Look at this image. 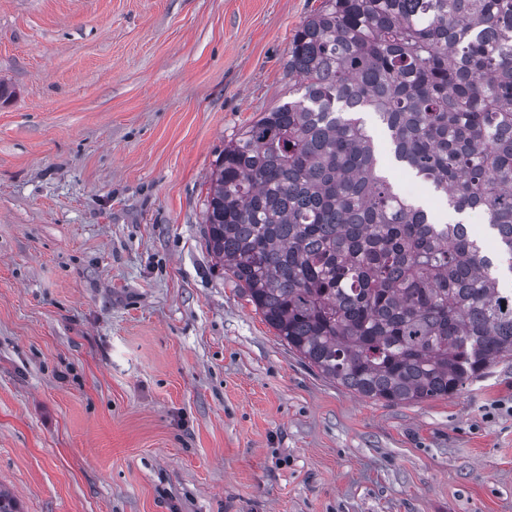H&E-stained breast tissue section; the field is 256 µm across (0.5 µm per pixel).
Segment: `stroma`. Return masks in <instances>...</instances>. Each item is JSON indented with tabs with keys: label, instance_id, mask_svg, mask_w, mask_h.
Instances as JSON below:
<instances>
[{
	"label": "stroma",
	"instance_id": "stroma-1",
	"mask_svg": "<svg viewBox=\"0 0 512 512\" xmlns=\"http://www.w3.org/2000/svg\"><path fill=\"white\" fill-rule=\"evenodd\" d=\"M321 0H0V487L23 512H512V356L421 403L305 365L206 247ZM438 222L473 225L403 171Z\"/></svg>",
	"mask_w": 512,
	"mask_h": 512
}]
</instances>
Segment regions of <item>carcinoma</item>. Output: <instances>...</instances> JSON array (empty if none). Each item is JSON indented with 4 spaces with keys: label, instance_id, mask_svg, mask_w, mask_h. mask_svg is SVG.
I'll return each instance as SVG.
<instances>
[{
    "label": "carcinoma",
    "instance_id": "cac0c4a2",
    "mask_svg": "<svg viewBox=\"0 0 512 512\" xmlns=\"http://www.w3.org/2000/svg\"><path fill=\"white\" fill-rule=\"evenodd\" d=\"M288 75L297 98L216 160L209 251L320 375L386 403L461 391L512 356V0H323ZM362 112L497 252L394 189Z\"/></svg>",
    "mask_w": 512,
    "mask_h": 512
}]
</instances>
